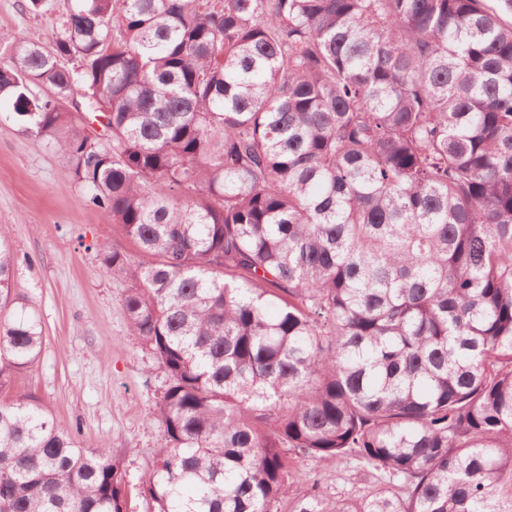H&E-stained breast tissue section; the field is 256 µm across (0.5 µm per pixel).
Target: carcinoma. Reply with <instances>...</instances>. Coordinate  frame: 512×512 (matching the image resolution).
I'll return each instance as SVG.
<instances>
[{
    "instance_id": "carcinoma-1",
    "label": "carcinoma",
    "mask_w": 512,
    "mask_h": 512,
    "mask_svg": "<svg viewBox=\"0 0 512 512\" xmlns=\"http://www.w3.org/2000/svg\"><path fill=\"white\" fill-rule=\"evenodd\" d=\"M62 4L49 48L0 29V104L150 257L98 247L169 378L154 512H512V0ZM13 267L1 393L43 347ZM294 455L379 483L295 495ZM129 508L112 450L0 403V512Z\"/></svg>"
}]
</instances>
